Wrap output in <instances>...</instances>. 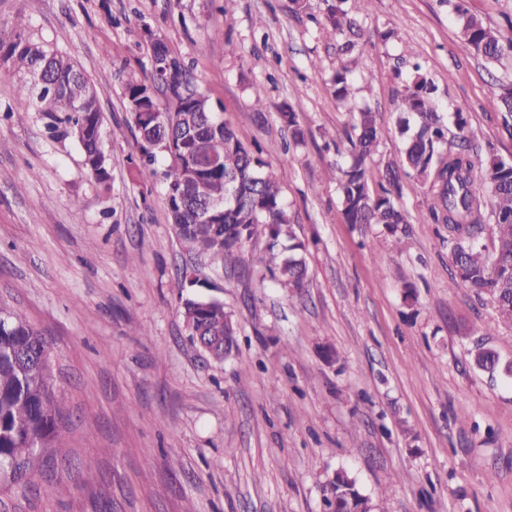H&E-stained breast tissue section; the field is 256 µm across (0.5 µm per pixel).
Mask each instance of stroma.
Wrapping results in <instances>:
<instances>
[{"mask_svg": "<svg viewBox=\"0 0 512 512\" xmlns=\"http://www.w3.org/2000/svg\"><path fill=\"white\" fill-rule=\"evenodd\" d=\"M327 7L0 0V28L24 18L97 87L110 174L99 187L80 146L51 139L39 113L0 117V300L50 342L51 384L69 410L33 488L0 490L6 512H322L339 469L373 512H512V376L468 355L483 340L512 362V327L487 296L452 286L448 228L432 223L426 186L401 181L403 242L344 222L337 165L353 130L334 95L341 58L322 34ZM346 7L362 28L352 104L375 110L382 132L373 187L400 159L394 101L410 69L396 59L407 46L439 112L466 104L477 143L512 161V134L488 107L512 91L511 58L477 54L439 0ZM387 29L396 39H379ZM154 38L281 176L306 245L303 288L258 280L262 240L233 262L187 253L162 180L132 179L141 142L124 85L148 78ZM288 109L302 145L281 118ZM186 270L200 281L194 296L222 300L238 324L224 362L188 339L173 287Z\"/></svg>", "mask_w": 512, "mask_h": 512, "instance_id": "35a3bbf8", "label": "stroma"}]
</instances>
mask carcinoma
Returning <instances> with one entry per match:
<instances>
[{
  "instance_id": "obj_1",
  "label": "carcinoma",
  "mask_w": 512,
  "mask_h": 512,
  "mask_svg": "<svg viewBox=\"0 0 512 512\" xmlns=\"http://www.w3.org/2000/svg\"><path fill=\"white\" fill-rule=\"evenodd\" d=\"M332 0L324 29L341 39L345 61L334 77L336 99L346 102L353 92L352 53L359 36L355 18ZM460 34L477 54L500 60L504 46L499 32L474 15L463 16ZM0 62L27 76L19 85L17 106L10 115L22 119L39 112L50 136L77 140L85 170L100 185L109 173L103 150V120L95 85L66 54L25 34L17 22L12 31L0 30ZM151 84H125L127 101L142 109L130 113L140 141H148L147 156L134 164V177L149 183L157 175L155 163L168 160L162 171L170 197L168 211L185 249L199 257L232 259L250 240L266 238L262 258L279 284L301 288L307 277L304 245L296 241L293 225L281 201V181L264 171L260 152L239 140L225 123L217 122L209 99L199 92L188 68L176 57L150 58ZM435 86L420 65H413L406 91L397 97L395 111L403 135L402 162L388 166V183L400 178L429 184V214L436 224L448 225V249L454 261L453 283L494 301L499 321L512 325V165H498L492 157L475 164L474 133L467 108L457 105L453 123L457 133L448 141L447 124L436 111ZM354 139L339 167L338 193L347 224H381L391 234L407 223L388 189L371 187V165L381 133L370 108L351 110ZM492 220L493 253L476 239L485 221ZM183 317L192 343L212 346V358L236 343L237 325L217 299L188 298ZM474 363L495 373L496 352L481 345L470 350ZM48 341L18 311L0 302V483L29 485L43 467L42 450L63 435L65 402L50 384ZM324 500L334 512H368L367 497L354 479L336 472L326 484Z\"/></svg>"
}]
</instances>
